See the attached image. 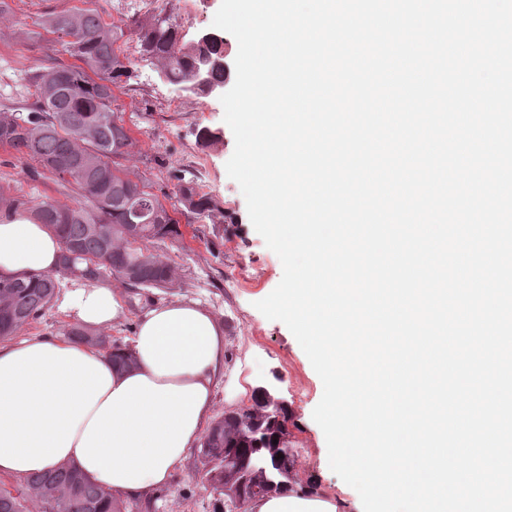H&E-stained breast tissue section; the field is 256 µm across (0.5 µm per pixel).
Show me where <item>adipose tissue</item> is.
<instances>
[{
  "label": "adipose tissue",
  "instance_id": "ef3b65f1",
  "mask_svg": "<svg viewBox=\"0 0 512 512\" xmlns=\"http://www.w3.org/2000/svg\"><path fill=\"white\" fill-rule=\"evenodd\" d=\"M57 236L21 214L0 216V272H49ZM93 328L125 312L114 286L69 281L58 301ZM135 364L113 365L97 347L66 338L0 341V475L23 479L62 464L121 498L164 487L197 446L224 377V328L194 300L165 301L140 317ZM335 497L291 485L248 512H339Z\"/></svg>",
  "mask_w": 512,
  "mask_h": 512
}]
</instances>
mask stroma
<instances>
[{
	"label": "stroma",
	"instance_id": "obj_1",
	"mask_svg": "<svg viewBox=\"0 0 512 512\" xmlns=\"http://www.w3.org/2000/svg\"><path fill=\"white\" fill-rule=\"evenodd\" d=\"M112 2L10 0V5L19 21L26 23L74 8L95 9L105 21H121ZM47 55L44 40L26 39L17 27L0 25V105L15 94L26 72L49 70ZM170 91L156 68L141 60L136 63L134 78L117 91L125 126L138 145L127 166L134 179L169 206L177 202L181 178H194L197 187L213 198L218 213L206 222L181 214L179 236L150 243V250L175 266L180 286L174 290L121 288L126 312L107 333L127 341L143 309L156 302L187 297L210 309L221 321L225 339V376L216 392V414L251 404L257 386L275 391L290 413L289 439L299 480L314 482L320 492L342 500L345 512H356L361 503L358 493L320 465L319 454L326 440L312 412L323 395V383L288 327L267 319L255 307L256 301L279 284L283 267L254 229L246 200L227 174L235 139L224 121V108L218 97L187 92L174 103ZM205 129L219 137L207 148L199 143V134ZM0 185L32 199L50 198L67 205L77 200L75 193L60 190L51 177L31 180L26 162L3 147ZM231 278L238 279V287H227ZM145 512H217L216 493L206 488L198 475L197 455H189L165 486L163 497L152 500Z\"/></svg>",
	"mask_w": 512,
	"mask_h": 512
}]
</instances>
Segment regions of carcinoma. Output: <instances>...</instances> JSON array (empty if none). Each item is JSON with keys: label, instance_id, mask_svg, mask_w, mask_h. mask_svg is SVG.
I'll use <instances>...</instances> for the list:
<instances>
[{"label": "carcinoma", "instance_id": "cac0c4a2", "mask_svg": "<svg viewBox=\"0 0 512 512\" xmlns=\"http://www.w3.org/2000/svg\"><path fill=\"white\" fill-rule=\"evenodd\" d=\"M38 26L51 35L56 53L72 64H59L48 73L25 74L19 96L25 105L0 109V146L34 163L39 170L73 187L81 200L74 205L38 203L14 196L0 186V213L26 211L30 219L59 236L61 249L54 273H0V338L17 335L39 319L61 288V277L76 268L82 280L105 276L134 288L172 289L175 267L145 247L148 242L180 235L176 210L145 184L133 180L123 161L135 155L136 141L115 107L114 89L132 76V61L118 42L127 33L136 37L140 59L158 68L163 80L195 95L224 83V69L204 66L206 56L220 50L188 40L167 9L130 19V29L105 22L93 9L50 13ZM178 202L196 219L213 218L216 204L190 179L179 186ZM140 205L155 215L148 224H131L128 214ZM67 335L91 342L109 358L126 366L132 361L127 345L73 326ZM288 409L273 410L259 390L249 406L230 409L216 418L200 446L203 478L213 490L231 477V469L250 458L242 497H224V512H247L253 500L299 483L293 457L278 458L288 447ZM280 461L286 474L274 469ZM0 512H131V504L103 489L74 466H58L21 482L16 492L0 489Z\"/></svg>", "mask_w": 512, "mask_h": 512}]
</instances>
